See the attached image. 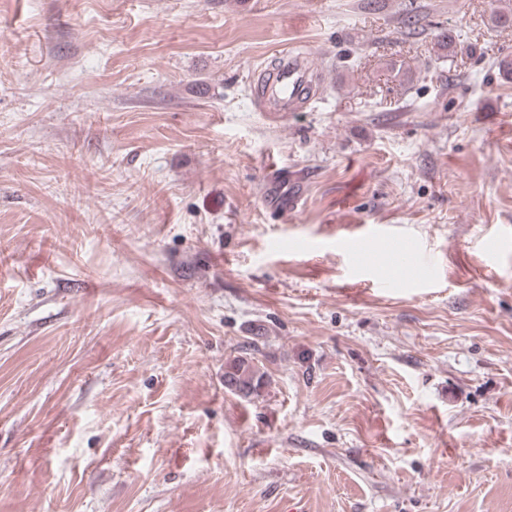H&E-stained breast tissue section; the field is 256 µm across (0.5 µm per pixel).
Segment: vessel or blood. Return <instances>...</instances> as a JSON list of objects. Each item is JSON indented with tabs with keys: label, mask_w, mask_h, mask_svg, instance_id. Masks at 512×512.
Masks as SVG:
<instances>
[{
	"label": "vessel or blood",
	"mask_w": 512,
	"mask_h": 512,
	"mask_svg": "<svg viewBox=\"0 0 512 512\" xmlns=\"http://www.w3.org/2000/svg\"><path fill=\"white\" fill-rule=\"evenodd\" d=\"M310 90L308 69L301 57L283 52L279 62L262 83L258 95L266 100L276 98L282 110L288 111L303 100ZM385 238L395 248L397 263L410 275H423L433 260L426 252L409 240L403 233L386 227L372 226L353 230L343 235L340 245L353 264H360L376 239Z\"/></svg>",
	"instance_id": "obj_1"
}]
</instances>
